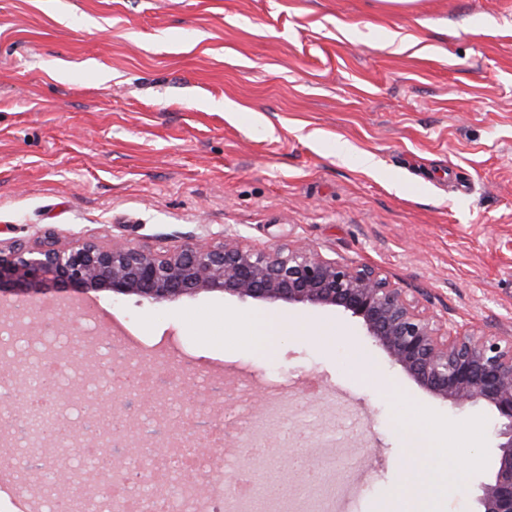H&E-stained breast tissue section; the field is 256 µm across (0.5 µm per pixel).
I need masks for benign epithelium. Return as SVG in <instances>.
<instances>
[{
    "label": "benign epithelium",
    "mask_w": 512,
    "mask_h": 512,
    "mask_svg": "<svg viewBox=\"0 0 512 512\" xmlns=\"http://www.w3.org/2000/svg\"><path fill=\"white\" fill-rule=\"evenodd\" d=\"M65 283L162 304L201 293H224L264 303L330 307L359 320L365 336L417 385L454 412L478 405L495 412L491 476L478 486L476 512H512V336L477 335L419 306L376 268L325 257L305 241L252 247L222 234L211 243L188 236L172 251L126 242L54 241L0 249V288L17 292ZM52 480L69 493L81 482L65 469Z\"/></svg>",
    "instance_id": "obj_1"
}]
</instances>
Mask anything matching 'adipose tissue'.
Masks as SVG:
<instances>
[{
	"label": "adipose tissue",
	"mask_w": 512,
	"mask_h": 512,
	"mask_svg": "<svg viewBox=\"0 0 512 512\" xmlns=\"http://www.w3.org/2000/svg\"><path fill=\"white\" fill-rule=\"evenodd\" d=\"M409 453L403 462L408 483L419 485L424 512H437L439 500L465 476V467L450 448L415 421L399 423Z\"/></svg>",
	"instance_id": "ef3b65f1"
}]
</instances>
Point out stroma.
Here are the masks:
<instances>
[{"label":"stroma","mask_w":512,"mask_h":512,"mask_svg":"<svg viewBox=\"0 0 512 512\" xmlns=\"http://www.w3.org/2000/svg\"><path fill=\"white\" fill-rule=\"evenodd\" d=\"M225 229L261 248L305 240L512 336V0H0V246L50 234L165 251ZM77 296L25 294L30 321L56 308L77 376L111 372L97 352L112 311L138 347L170 348L182 390L158 394L164 410L201 378L247 379L253 411L276 401L313 460L361 452L340 485L351 512H418L392 499L397 425L417 417L468 464L442 512H475L491 410L451 414L340 311ZM263 316L283 324L268 350L244 328Z\"/></svg>","instance_id":"1"}]
</instances>
